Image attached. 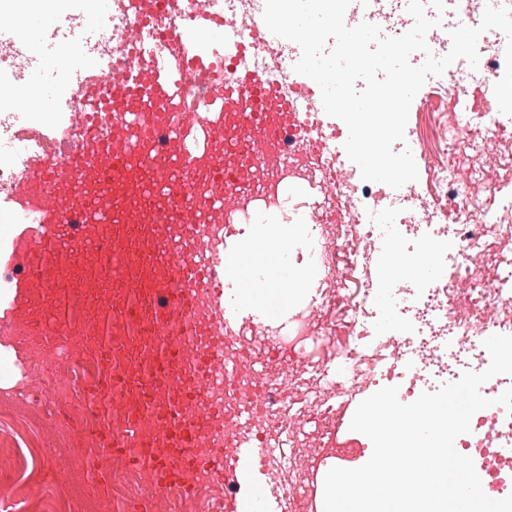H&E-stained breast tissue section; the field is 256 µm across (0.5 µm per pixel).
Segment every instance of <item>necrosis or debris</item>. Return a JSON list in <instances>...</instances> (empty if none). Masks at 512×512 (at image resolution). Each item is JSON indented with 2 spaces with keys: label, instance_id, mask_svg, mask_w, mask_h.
<instances>
[{
  "label": "necrosis or debris",
  "instance_id": "obj_1",
  "mask_svg": "<svg viewBox=\"0 0 512 512\" xmlns=\"http://www.w3.org/2000/svg\"><path fill=\"white\" fill-rule=\"evenodd\" d=\"M486 6L487 0H446L441 27L426 35L433 54L446 55L449 30L478 26ZM213 7L237 17L232 36L251 45V22L263 14V0H213ZM406 7L405 0H353L345 22L351 27L373 23L383 35L398 36L414 24ZM298 50L293 42L273 52L253 49L241 66L285 87L288 59ZM478 51L477 69L460 59L442 76L430 78L418 106L430 116L429 129L405 133L426 178L407 183L398 210H384V184L354 181L344 150L328 136V124L309 101L296 105L308 119L304 133H325L324 143L310 156L289 154L260 184L258 199L267 207L279 203L284 185L321 176L331 184L322 210L326 221L313 227L321 247L311 256L322 273L317 301L323 315L316 321L301 318L278 341L293 349L315 333L344 339L336 357L319 364L316 372L323 401L316 407L312 444L290 452V480L311 490L299 500L300 512H317L319 475L332 456L327 439L361 395L394 386L401 402H413L464 371L485 370L490 356L484 340L512 335V194L507 191L512 185V117L475 94L479 88L493 92L504 73L505 44L498 31L484 33ZM38 64L29 49L0 41V72L37 103L27 125L68 121L88 94L87 72L79 64L51 60V67L70 77L71 94L60 105L31 82L30 72ZM14 123V113L0 106V195L13 193L40 154L37 140ZM465 141L476 163L464 180L455 156ZM429 246L437 250L439 274L407 280L395 273L392 254H416ZM372 366L377 375L370 379L365 372ZM470 427V433L456 438V450L472 459L488 497L511 495L512 414L494 402L473 415Z\"/></svg>",
  "mask_w": 512,
  "mask_h": 512
}]
</instances>
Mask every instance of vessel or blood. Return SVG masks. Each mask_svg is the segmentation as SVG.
Returning a JSON list of instances; mask_svg holds the SVG:
<instances>
[{
	"mask_svg": "<svg viewBox=\"0 0 512 512\" xmlns=\"http://www.w3.org/2000/svg\"><path fill=\"white\" fill-rule=\"evenodd\" d=\"M133 19L126 46L91 84L107 92L74 114L77 134L51 143L13 198L19 227L0 284L10 317L1 336H23L35 355L91 350L105 378L86 388L105 416L84 437L96 459L89 480L108 490L99 459L123 456L149 481L132 512H170L171 491L205 482L260 485L262 512L284 492L268 465L304 423L301 407L264 415L281 350L257 356L226 342L267 333L253 290L293 286L287 264L258 265L270 246L231 217L242 191L269 172L270 144L296 137L293 93L251 71L224 82L245 46L213 39L238 20L189 0H121ZM0 33L44 39L24 8L0 16ZM211 87L192 111L186 83Z\"/></svg>",
	"mask_w": 512,
	"mask_h": 512,
	"instance_id": "1",
	"label": "vessel or blood"
}]
</instances>
